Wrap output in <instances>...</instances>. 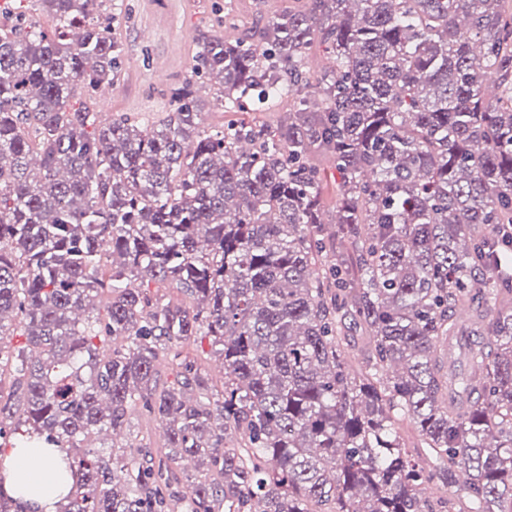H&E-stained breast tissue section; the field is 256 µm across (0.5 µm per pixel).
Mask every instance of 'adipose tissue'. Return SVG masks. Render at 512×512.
I'll use <instances>...</instances> for the list:
<instances>
[{
  "label": "adipose tissue",
  "mask_w": 512,
  "mask_h": 512,
  "mask_svg": "<svg viewBox=\"0 0 512 512\" xmlns=\"http://www.w3.org/2000/svg\"><path fill=\"white\" fill-rule=\"evenodd\" d=\"M56 469V458L44 454L41 449H15L9 472L10 486L16 491L21 485H29L32 492L27 501L36 512H56L58 501L67 492L66 486L55 480Z\"/></svg>",
  "instance_id": "1"
}]
</instances>
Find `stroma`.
Instances as JSON below:
<instances>
[{
	"mask_svg": "<svg viewBox=\"0 0 512 512\" xmlns=\"http://www.w3.org/2000/svg\"><path fill=\"white\" fill-rule=\"evenodd\" d=\"M120 9L107 24L123 46L120 76L110 91H82L70 101L73 109L98 112L110 101L112 116L136 117L151 127L172 112L170 88L190 74L204 34L232 32L240 39L257 33L289 0H194L179 8L175 0H118ZM167 62L165 78L155 74Z\"/></svg>",
	"mask_w": 512,
	"mask_h": 512,
	"instance_id": "35a3bbf8",
	"label": "stroma"
}]
</instances>
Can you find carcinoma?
Segmentation results:
<instances>
[{
  "label": "carcinoma",
  "mask_w": 512,
  "mask_h": 512,
  "mask_svg": "<svg viewBox=\"0 0 512 512\" xmlns=\"http://www.w3.org/2000/svg\"><path fill=\"white\" fill-rule=\"evenodd\" d=\"M42 2L51 30L0 27V447L58 453L59 512H512V0H311L259 45L207 35L197 69L230 115L213 131L193 75L149 129L69 111L114 84L112 0ZM283 99L276 126L239 116ZM318 154L344 265L325 262ZM13 318L30 349L5 340ZM351 327L373 339L358 369ZM194 336L219 390L180 351L159 384L160 354ZM450 336L479 338L465 373ZM137 406L169 452L130 462ZM178 457L201 473L187 495ZM436 480L448 495L421 496ZM0 512L30 510L0 487ZM185 349L198 359L201 371L209 379L211 385H215L216 389L221 388V374L218 372L220 360L213 352L209 336H195L191 338Z\"/></svg>",
  "instance_id": "1"
}]
</instances>
